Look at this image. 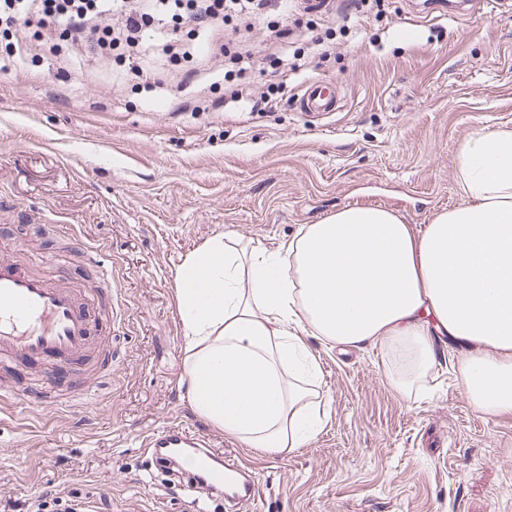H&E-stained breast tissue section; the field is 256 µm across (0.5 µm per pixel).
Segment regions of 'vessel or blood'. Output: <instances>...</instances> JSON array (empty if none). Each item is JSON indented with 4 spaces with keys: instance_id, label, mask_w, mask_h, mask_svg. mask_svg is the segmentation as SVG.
<instances>
[{
    "instance_id": "b4317fda",
    "label": "vessel or blood",
    "mask_w": 512,
    "mask_h": 512,
    "mask_svg": "<svg viewBox=\"0 0 512 512\" xmlns=\"http://www.w3.org/2000/svg\"><path fill=\"white\" fill-rule=\"evenodd\" d=\"M310 112L336 109V90L326 81L309 84L303 93ZM88 264L96 269L98 300L113 301L112 280L95 251L77 243ZM92 314L89 307L68 288L21 266L0 260V360L17 362L41 370L50 380L69 381L72 365L92 349ZM155 460H167L177 449L203 448V437L193 436L188 427L172 424L150 433L142 442ZM196 483L224 486L230 499L245 506L260 493V485L250 467L225 462L217 470L202 464Z\"/></svg>"
}]
</instances>
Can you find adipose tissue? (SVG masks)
I'll return each mask as SVG.
<instances>
[{
    "label": "adipose tissue",
    "instance_id": "ef3b65f1",
    "mask_svg": "<svg viewBox=\"0 0 512 512\" xmlns=\"http://www.w3.org/2000/svg\"><path fill=\"white\" fill-rule=\"evenodd\" d=\"M462 204L413 229L394 212L348 207L273 250L227 231L175 272L188 400L262 455L304 447L325 423L307 339L389 346V375L422 388L441 330L467 347L472 405L512 415V131L482 132L459 164Z\"/></svg>",
    "mask_w": 512,
    "mask_h": 512
}]
</instances>
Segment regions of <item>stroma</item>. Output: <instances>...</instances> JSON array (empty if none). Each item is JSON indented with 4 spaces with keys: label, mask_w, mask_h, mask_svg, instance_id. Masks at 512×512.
<instances>
[{
    "label": "stroma",
    "mask_w": 512,
    "mask_h": 512,
    "mask_svg": "<svg viewBox=\"0 0 512 512\" xmlns=\"http://www.w3.org/2000/svg\"><path fill=\"white\" fill-rule=\"evenodd\" d=\"M278 47L249 34L253 111L224 99L229 59L201 58L207 32L155 22L141 58L49 51L33 29L0 38V258L61 280L78 294L96 281L69 242L102 256L117 288L105 342L112 371L84 365V399L67 407L0 408V501L21 512L50 492L54 512L88 501L99 512H236L159 468L143 437L172 422L203 431L215 452L243 461L261 492L247 512H512V416L478 412L444 351L428 395L397 391L383 345L339 351L308 344L323 371L329 414L320 434L285 455H261L212 428L185 397L175 270L225 230L273 249L305 224L354 206L391 210L414 228L462 201L458 160L477 133L512 130V0H370L356 26L340 15L283 8ZM413 21L412 38L402 24ZM336 54H303L275 74L265 56L299 51L305 26ZM177 33L197 50L172 61ZM338 86L337 109L307 112L305 86ZM215 104L195 111L197 98Z\"/></svg>",
    "instance_id": "stroma-1"
}]
</instances>
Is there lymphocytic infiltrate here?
<instances>
[{
  "label": "lymphocytic infiltrate",
  "mask_w": 512,
  "mask_h": 512,
  "mask_svg": "<svg viewBox=\"0 0 512 512\" xmlns=\"http://www.w3.org/2000/svg\"><path fill=\"white\" fill-rule=\"evenodd\" d=\"M277 5L278 0H0V21L42 28L50 46L62 40L101 57L119 47L132 58L142 54L144 31L158 14L203 30L223 27L233 18L251 28ZM114 10L123 15L118 29L101 23Z\"/></svg>",
  "instance_id": "lymphocytic-infiltrate-1"
}]
</instances>
